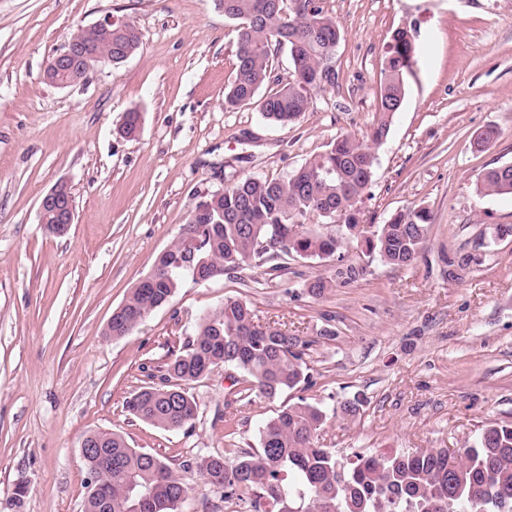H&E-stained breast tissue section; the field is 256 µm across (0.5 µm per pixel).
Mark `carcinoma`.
Segmentation results:
<instances>
[{"mask_svg":"<svg viewBox=\"0 0 512 512\" xmlns=\"http://www.w3.org/2000/svg\"><path fill=\"white\" fill-rule=\"evenodd\" d=\"M224 16L238 22L234 80L225 96L231 106L254 105L274 124L292 123L308 110L312 93L335 84L330 66L341 30L323 13L318 0H216ZM93 50L120 63L140 48L133 24L107 33L80 28L71 34ZM288 50L292 72L276 75L273 52ZM414 56L401 30L382 70L380 117L367 141L338 137L288 177H246L208 197L207 211L190 212L181 237L196 241L195 254L176 241L156 260L150 282L134 287L112 312V333H131L141 315L169 303L183 278L202 265L209 279L233 273L267 254L288 258L328 259L354 237L386 263L410 265L422 251L431 216L424 208L395 214L379 224L371 238L357 231L359 204L372 182L376 152L386 139L400 86L406 84ZM477 189L485 195L512 196V165L483 172ZM315 214L326 224L342 223L333 233L304 231ZM354 267L319 277L307 291L323 296L335 279H352ZM308 342L277 323L256 321L247 303L226 299L199 318L194 338L175 355L160 382L149 381L127 401L137 419L172 430L191 423L197 403L187 386L219 366L239 374L241 406L256 397L274 399L305 380ZM327 411L301 397L282 407L258 429V447L234 461L222 455L195 461L200 479L235 498L248 512H512V426L488 423L474 442L456 455L446 448H417L394 454L341 458L319 444ZM93 455L84 461L96 469L110 463L102 491L86 495L81 512H178L188 487L157 456L132 448L114 432L93 435Z\"/></svg>","mask_w":512,"mask_h":512,"instance_id":"obj_1","label":"carcinoma"}]
</instances>
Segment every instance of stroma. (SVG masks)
<instances>
[{
    "instance_id": "stroma-1",
    "label": "stroma",
    "mask_w": 512,
    "mask_h": 512,
    "mask_svg": "<svg viewBox=\"0 0 512 512\" xmlns=\"http://www.w3.org/2000/svg\"><path fill=\"white\" fill-rule=\"evenodd\" d=\"M342 39L335 85L288 125L231 108L237 23L215 0H0V512H80L89 474L83 436L122 433L189 486L180 512H245L198 477L195 458L232 461L258 428L304 397L329 410L320 436L342 457L464 447L488 422L512 425V198L478 192L485 170L512 165V0H320ZM132 22L139 51L59 89L47 59L105 16ZM414 31L406 95L376 151L364 224L429 211L428 241L407 267L347 240L342 259L254 262L206 283L185 280L129 335L106 324L195 205L247 176L287 177L336 138L365 140L393 32ZM137 138L121 137L126 112ZM495 129L491 148L476 136ZM67 183L65 235L40 224L41 198ZM477 256L467 269L450 260ZM355 279L310 296L338 263ZM309 342L308 383L243 407L231 370L196 383L197 415L161 431L125 403L165 374L199 317L224 299ZM359 400L356 416L340 403ZM26 484L23 499L15 488Z\"/></svg>"
}]
</instances>
